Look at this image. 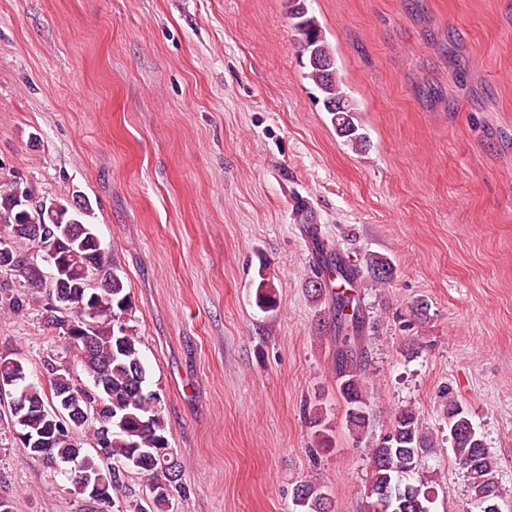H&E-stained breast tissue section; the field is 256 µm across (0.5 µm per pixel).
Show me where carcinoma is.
I'll return each instance as SVG.
<instances>
[{
	"mask_svg": "<svg viewBox=\"0 0 512 512\" xmlns=\"http://www.w3.org/2000/svg\"><path fill=\"white\" fill-rule=\"evenodd\" d=\"M294 2L296 6L290 8L289 19L302 55L307 59L306 78L319 91L323 104H344L346 111L331 113V124L348 146L361 150L367 147L368 140L357 120V104L347 93L340 76H326L309 62L313 53L336 61L332 46L318 19L309 14L306 0ZM14 185L13 181H0V232H11L23 224L47 225L50 240L62 247L68 284L73 292L69 320L77 328L93 325L91 343L86 346L81 337L52 321L50 306L44 307V323L59 330V336L81 367L82 374L62 366L53 355L45 357L42 375L47 383H25L17 394L16 400L22 401L24 408L11 412L14 439L32 458L36 454L32 442L44 437L50 426L43 411L57 403L58 395L65 397L72 410L88 406L89 415L72 416L64 426L53 431L46 464L64 467L71 475L79 473L90 478L110 475L112 487L99 495L97 502L114 507L113 512H164L177 489L179 470L174 455L168 451L161 396L149 388L140 338L129 325L132 301L121 270L104 247L91 243L81 245L72 240V225L68 224L70 207L65 199H57L66 211L64 221L54 224L42 216L34 192H29L32 203L28 207L19 205L13 193ZM311 239L316 268L306 281V288L310 297L317 301L324 297L330 299L329 313L336 328V388L346 404L347 427L359 434L368 427L372 408L364 381L366 314L357 292L366 282L375 286L390 282L394 267L387 258L372 253L365 256L359 266L349 264L338 252L324 254L317 235H312ZM2 277L9 278L11 283L0 287V306L15 313L23 312L30 292L41 290L39 286L27 284L18 270L0 271ZM23 369L24 366L18 367L0 356V385L7 388L15 385ZM444 396L447 400L443 405V418L448 427L452 462L467 474L472 504L480 510L502 498L498 460L475 429L462 402L450 390ZM304 415L317 446L330 450V427L323 408L310 404L304 409ZM91 422L97 424L92 429L95 438L99 436L100 426L111 429L107 460L84 448L77 438V432ZM433 447V436L414 410L397 412L389 432L372 444V478L366 493V512H377L385 492L391 494L389 512H432L436 480L422 476L420 468L424 454ZM130 471H147L153 475L151 506L115 501ZM294 502L303 512H333L334 508L328 492L305 482L296 486Z\"/></svg>",
	"mask_w": 512,
	"mask_h": 512,
	"instance_id": "1",
	"label": "carcinoma"
}]
</instances>
